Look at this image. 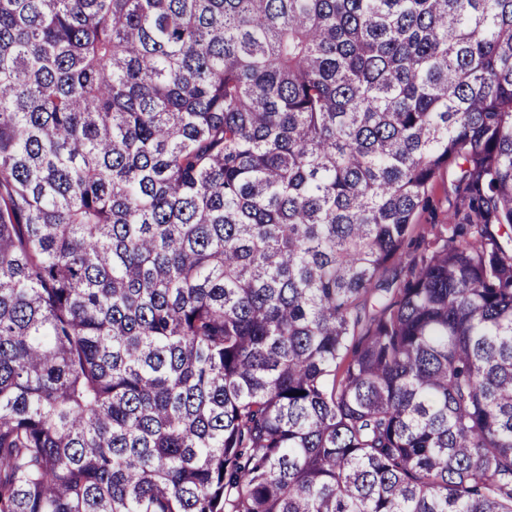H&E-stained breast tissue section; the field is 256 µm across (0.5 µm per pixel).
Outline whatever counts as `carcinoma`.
<instances>
[{
  "label": "carcinoma",
  "instance_id": "carcinoma-1",
  "mask_svg": "<svg viewBox=\"0 0 512 512\" xmlns=\"http://www.w3.org/2000/svg\"><path fill=\"white\" fill-rule=\"evenodd\" d=\"M0 512H512V0H0ZM429 202L420 208L414 217V230L401 251L400 259L390 267L386 277L397 273L405 277L411 265L431 251L429 242L433 234L448 224V218L455 223L465 224L470 213L468 198L462 190H456L448 172L441 171L429 186Z\"/></svg>",
  "mask_w": 512,
  "mask_h": 512
}]
</instances>
